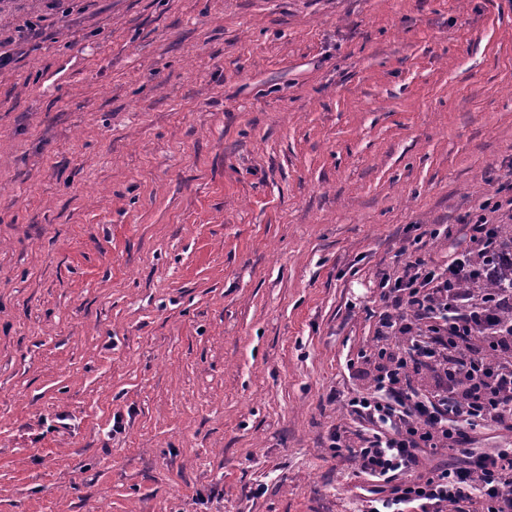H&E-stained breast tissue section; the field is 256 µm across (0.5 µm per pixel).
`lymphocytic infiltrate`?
I'll list each match as a JSON object with an SVG mask.
<instances>
[{"label":"lymphocytic infiltrate","instance_id":"f902f5d3","mask_svg":"<svg viewBox=\"0 0 512 512\" xmlns=\"http://www.w3.org/2000/svg\"><path fill=\"white\" fill-rule=\"evenodd\" d=\"M499 239L485 217L468 221L446 260L411 255L383 275L380 332L395 337L347 406L366 421L356 451L369 486L358 512H512V448L478 446L472 433H512V328L507 303L482 282ZM459 466L423 469L428 451Z\"/></svg>","mask_w":512,"mask_h":512}]
</instances>
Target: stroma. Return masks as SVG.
<instances>
[{"instance_id": "35a3bbf8", "label": "stroma", "mask_w": 512, "mask_h": 512, "mask_svg": "<svg viewBox=\"0 0 512 512\" xmlns=\"http://www.w3.org/2000/svg\"><path fill=\"white\" fill-rule=\"evenodd\" d=\"M0 512H354L382 273L512 196V0H0Z\"/></svg>"}]
</instances>
